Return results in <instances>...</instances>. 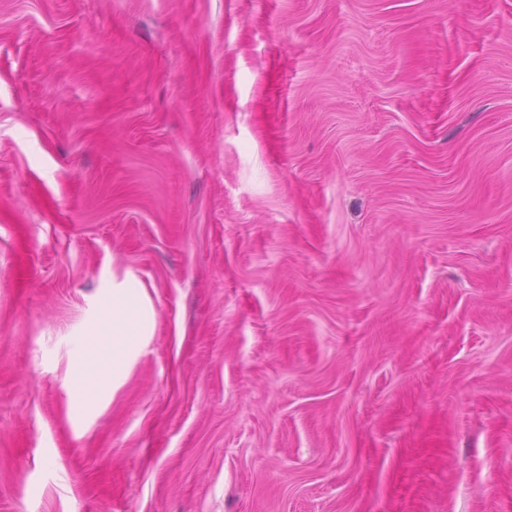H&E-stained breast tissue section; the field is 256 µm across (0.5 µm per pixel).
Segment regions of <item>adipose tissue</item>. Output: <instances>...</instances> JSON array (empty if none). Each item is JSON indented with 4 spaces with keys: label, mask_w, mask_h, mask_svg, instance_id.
I'll use <instances>...</instances> for the list:
<instances>
[{
    "label": "adipose tissue",
    "mask_w": 512,
    "mask_h": 512,
    "mask_svg": "<svg viewBox=\"0 0 512 512\" xmlns=\"http://www.w3.org/2000/svg\"><path fill=\"white\" fill-rule=\"evenodd\" d=\"M111 316L106 333L91 341L77 338L72 345L74 355L82 362L81 385L88 394L96 393L107 374L111 375L113 385L122 384L150 338L153 315L147 310L140 289H113ZM104 349L112 352V366L108 369L97 360L98 351Z\"/></svg>",
    "instance_id": "adipose-tissue-1"
}]
</instances>
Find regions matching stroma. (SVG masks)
I'll return each instance as SVG.
<instances>
[{"mask_svg":"<svg viewBox=\"0 0 512 512\" xmlns=\"http://www.w3.org/2000/svg\"><path fill=\"white\" fill-rule=\"evenodd\" d=\"M0 512H512V0H0ZM111 316L108 331L94 336L92 349L83 336L73 342L72 351L83 364L81 387L85 394H97L106 373L112 376V391L122 384L150 338L153 315L146 308L140 288H113ZM111 348L112 368L105 369L98 362L97 353Z\"/></svg>","mask_w":512,"mask_h":512,"instance_id":"stroma-1","label":"stroma"}]
</instances>
